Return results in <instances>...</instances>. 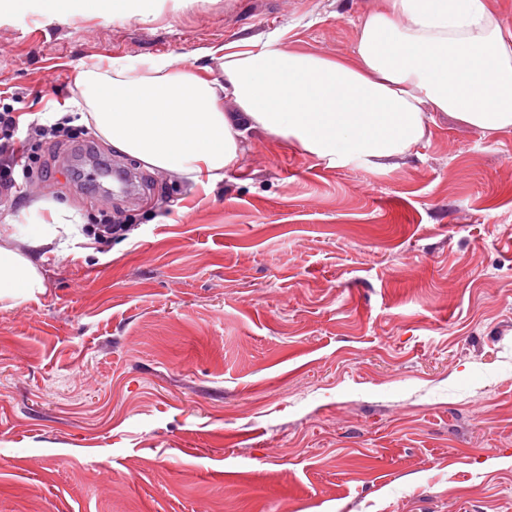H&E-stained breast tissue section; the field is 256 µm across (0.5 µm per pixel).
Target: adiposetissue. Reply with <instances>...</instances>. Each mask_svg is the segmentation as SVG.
<instances>
[{
	"label": "adipose tissue",
	"instance_id": "ef3b65f1",
	"mask_svg": "<svg viewBox=\"0 0 512 512\" xmlns=\"http://www.w3.org/2000/svg\"><path fill=\"white\" fill-rule=\"evenodd\" d=\"M42 9L147 18L154 0H42ZM205 55L200 72L164 55L113 59L109 70L80 73L75 106L115 150L210 185L238 168L251 129L326 166L368 169L410 156L433 112L490 134L512 131V32L488 0H384L360 16L349 57L296 50L284 28ZM30 216L24 247L0 245V301L43 293L38 253H67L81 222L43 199Z\"/></svg>",
	"mask_w": 512,
	"mask_h": 512
}]
</instances>
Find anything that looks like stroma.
I'll return each instance as SVG.
<instances>
[{"label":"stroma","instance_id":"35a3bbf8","mask_svg":"<svg viewBox=\"0 0 512 512\" xmlns=\"http://www.w3.org/2000/svg\"><path fill=\"white\" fill-rule=\"evenodd\" d=\"M380 0H194L152 21H0V112L66 110L80 72L289 27L353 54ZM38 199L133 235L46 253L0 303V512H512V133L436 116L398 166L330 168L245 135L221 183L158 173L71 113ZM137 170L132 199L81 146Z\"/></svg>","mask_w":512,"mask_h":512}]
</instances>
